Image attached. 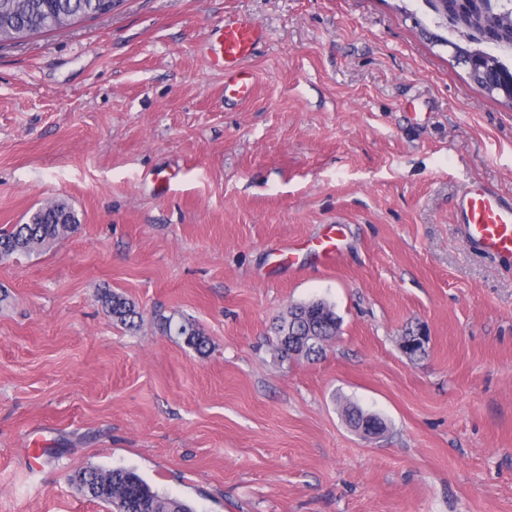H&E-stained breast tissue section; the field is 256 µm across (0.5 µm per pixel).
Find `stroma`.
<instances>
[{
    "label": "stroma",
    "instance_id": "stroma-1",
    "mask_svg": "<svg viewBox=\"0 0 512 512\" xmlns=\"http://www.w3.org/2000/svg\"><path fill=\"white\" fill-rule=\"evenodd\" d=\"M232 15L268 32L243 105L208 58ZM429 19L425 0H123L0 46V229L55 199L80 219L0 261V512H108L68 482L90 465L195 512H512V258L455 222L470 184L512 195V108ZM333 225L325 268L307 244ZM313 299L339 335L280 361L273 324ZM349 402L385 430L355 431ZM101 301L112 319L124 326L134 327L135 319H141L136 305L119 293L106 292L102 295ZM166 333L185 337V341L191 347L199 352H203L207 347V339L203 333L195 327L194 324L186 320H177L174 316L165 317L161 322Z\"/></svg>",
    "mask_w": 512,
    "mask_h": 512
}]
</instances>
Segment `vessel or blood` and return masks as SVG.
Masks as SVG:
<instances>
[{
  "label": "vessel or blood",
  "instance_id": "1",
  "mask_svg": "<svg viewBox=\"0 0 512 512\" xmlns=\"http://www.w3.org/2000/svg\"><path fill=\"white\" fill-rule=\"evenodd\" d=\"M265 36L262 25L244 15L227 17L217 27L210 50L213 66L224 72L225 98L241 100L250 96L253 76L247 62ZM457 208L472 248L512 257V200L475 184L459 197Z\"/></svg>",
  "mask_w": 512,
  "mask_h": 512
}]
</instances>
